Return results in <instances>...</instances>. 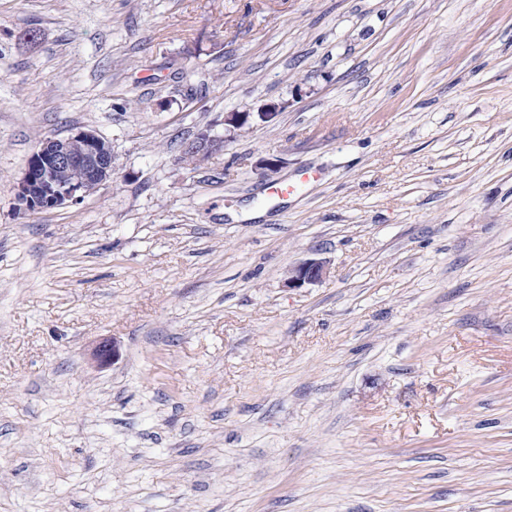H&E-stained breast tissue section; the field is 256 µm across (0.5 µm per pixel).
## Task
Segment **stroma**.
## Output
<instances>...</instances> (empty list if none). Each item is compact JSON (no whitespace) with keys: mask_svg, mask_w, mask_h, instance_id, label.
<instances>
[{"mask_svg":"<svg viewBox=\"0 0 512 512\" xmlns=\"http://www.w3.org/2000/svg\"><path fill=\"white\" fill-rule=\"evenodd\" d=\"M0 512H512V0H0ZM282 107L271 103L261 108L260 112H228L224 115V130L236 131L250 127L254 121L272 122ZM113 171L110 143L91 129H72L40 141L16 182V198L30 212L77 204ZM326 274L327 266L325 261L309 259L289 267L285 283L289 288H301L306 284L322 280Z\"/></svg>","mask_w":512,"mask_h":512,"instance_id":"stroma-1","label":"stroma"}]
</instances>
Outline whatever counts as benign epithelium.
<instances>
[{
	"instance_id": "obj_1",
	"label": "benign epithelium",
	"mask_w": 512,
	"mask_h": 512,
	"mask_svg": "<svg viewBox=\"0 0 512 512\" xmlns=\"http://www.w3.org/2000/svg\"><path fill=\"white\" fill-rule=\"evenodd\" d=\"M281 106L268 104L258 112L224 113V129L241 130L253 122H272ZM112 146L91 129H73L64 137H47L28 158L15 185L16 198L27 211L77 204L112 178ZM327 274L326 262L309 259L287 271L289 288L318 282Z\"/></svg>"
}]
</instances>
